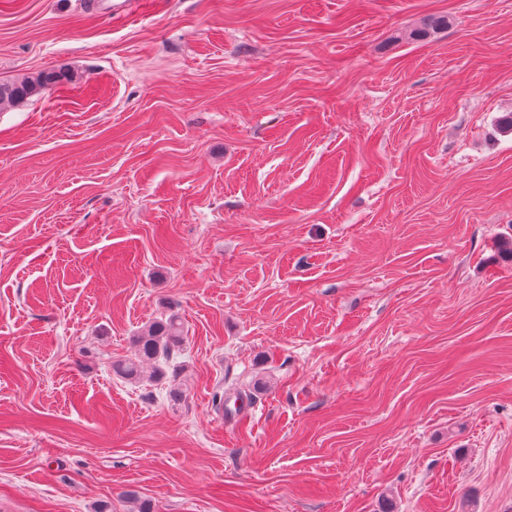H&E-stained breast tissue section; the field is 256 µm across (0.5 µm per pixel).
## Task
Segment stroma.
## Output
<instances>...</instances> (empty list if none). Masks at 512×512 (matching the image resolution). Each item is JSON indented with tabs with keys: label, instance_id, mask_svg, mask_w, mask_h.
Instances as JSON below:
<instances>
[{
	"label": "stroma",
	"instance_id": "obj_1",
	"mask_svg": "<svg viewBox=\"0 0 512 512\" xmlns=\"http://www.w3.org/2000/svg\"><path fill=\"white\" fill-rule=\"evenodd\" d=\"M61 67L0 112V512H512V0H0ZM171 311L178 402L112 371Z\"/></svg>",
	"mask_w": 512,
	"mask_h": 512
}]
</instances>
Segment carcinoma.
I'll use <instances>...</instances> for the list:
<instances>
[{
  "label": "carcinoma",
  "mask_w": 512,
  "mask_h": 512,
  "mask_svg": "<svg viewBox=\"0 0 512 512\" xmlns=\"http://www.w3.org/2000/svg\"><path fill=\"white\" fill-rule=\"evenodd\" d=\"M73 74L63 69H50L25 76L21 79L0 81V112L17 107L47 89L69 82ZM184 341L183 327L178 315L169 313L153 321L134 337V357L112 363L116 374L137 381L143 374V368H153V378L157 380H177L181 373L174 358Z\"/></svg>",
  "instance_id": "obj_1"
}]
</instances>
